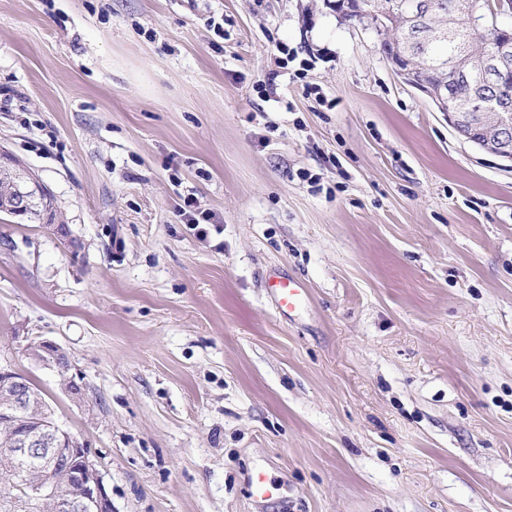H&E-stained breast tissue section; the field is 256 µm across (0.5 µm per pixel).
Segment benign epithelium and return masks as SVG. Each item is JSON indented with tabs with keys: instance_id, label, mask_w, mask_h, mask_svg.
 I'll list each match as a JSON object with an SVG mask.
<instances>
[{
	"instance_id": "7a95c632",
	"label": "benign epithelium",
	"mask_w": 512,
	"mask_h": 512,
	"mask_svg": "<svg viewBox=\"0 0 512 512\" xmlns=\"http://www.w3.org/2000/svg\"><path fill=\"white\" fill-rule=\"evenodd\" d=\"M348 13L388 41L394 38V30L399 25L395 16L366 9L357 0L350 4ZM511 15L512 0H486L484 5L468 11L470 26L483 31L502 24ZM393 67L405 81L417 83V89L432 100L459 137L512 164V123L503 121L496 135L476 139L462 131L463 120L448 102L443 86L419 80L416 69L409 66L395 62ZM32 355L39 363L53 369L54 362L66 353L54 342L40 341ZM0 402L8 407V411L0 414V427L7 433L1 452L10 457L38 458L50 473L57 469H73V483L67 488L59 487L51 480L20 486L25 512H43L48 506L55 512H113L112 495L88 448L63 430L56 419H48L41 428L31 432H15L19 417L30 418L40 410L26 376L1 368Z\"/></svg>"
}]
</instances>
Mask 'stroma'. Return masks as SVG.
Listing matches in <instances>:
<instances>
[{
	"mask_svg": "<svg viewBox=\"0 0 512 512\" xmlns=\"http://www.w3.org/2000/svg\"><path fill=\"white\" fill-rule=\"evenodd\" d=\"M0 153L80 243L0 213V367L114 512H512V168L372 29L327 0H0ZM277 293L280 309L288 314L296 309L306 298V289L294 280H280L272 285ZM35 346L39 349L32 347L33 357L42 365L55 369L54 362L62 357H67L65 351L58 344L51 341H40ZM250 496L255 503H263L274 499L279 490V484L275 478L260 468L253 469L248 474Z\"/></svg>",
	"mask_w": 512,
	"mask_h": 512,
	"instance_id": "35a3bbf8",
	"label": "stroma"
}]
</instances>
